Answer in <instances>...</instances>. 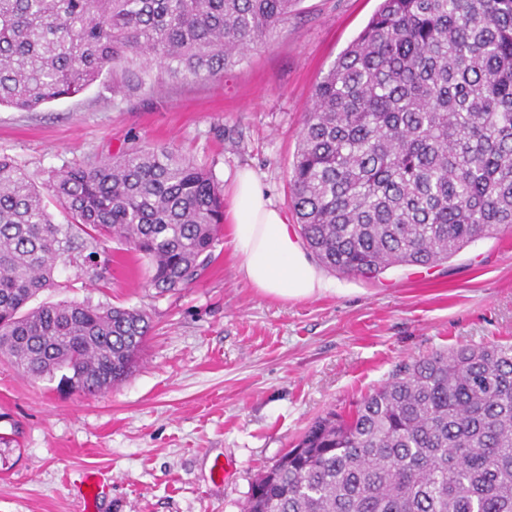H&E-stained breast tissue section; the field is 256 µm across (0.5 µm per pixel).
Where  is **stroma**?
<instances>
[{
	"label": "stroma",
	"instance_id": "1",
	"mask_svg": "<svg viewBox=\"0 0 512 512\" xmlns=\"http://www.w3.org/2000/svg\"><path fill=\"white\" fill-rule=\"evenodd\" d=\"M381 0H300L285 26L222 80L162 87L110 74L32 112L0 108V153L35 182L138 144L178 147L229 188L253 169L287 223L289 176L315 86ZM104 280L59 264L43 302L136 307L152 320L131 374L96 395L0 360V512H83L77 486L99 469L96 512H243L252 483L327 410L344 409L402 361L512 340V229L442 264L366 280L323 270L327 289L283 300L240 272L233 226L201 278L146 289L145 260L110 242ZM226 471L217 478L214 462Z\"/></svg>",
	"mask_w": 512,
	"mask_h": 512
}]
</instances>
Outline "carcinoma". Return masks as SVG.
Returning <instances> with one entry per match:
<instances>
[{"mask_svg":"<svg viewBox=\"0 0 512 512\" xmlns=\"http://www.w3.org/2000/svg\"><path fill=\"white\" fill-rule=\"evenodd\" d=\"M299 0H0V106L32 112L103 73L212 80ZM300 233L326 268L430 266L512 227V0H382L317 83L290 172ZM56 224L0 153V358L83 394L130 373L146 311L31 302L78 249L116 241L157 293L194 284L224 224L212 173L169 145L50 171ZM244 512H512V343L404 361L315 419L252 484Z\"/></svg>","mask_w":512,"mask_h":512,"instance_id":"carcinoma-1","label":"carcinoma"}]
</instances>
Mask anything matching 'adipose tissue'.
Segmentation results:
<instances>
[{
  "label": "adipose tissue",
  "instance_id": "1",
  "mask_svg": "<svg viewBox=\"0 0 512 512\" xmlns=\"http://www.w3.org/2000/svg\"><path fill=\"white\" fill-rule=\"evenodd\" d=\"M231 216L241 272L253 287L285 300L325 291L323 277L291 235L252 170H239L235 177Z\"/></svg>",
  "mask_w": 512,
  "mask_h": 512
}]
</instances>
